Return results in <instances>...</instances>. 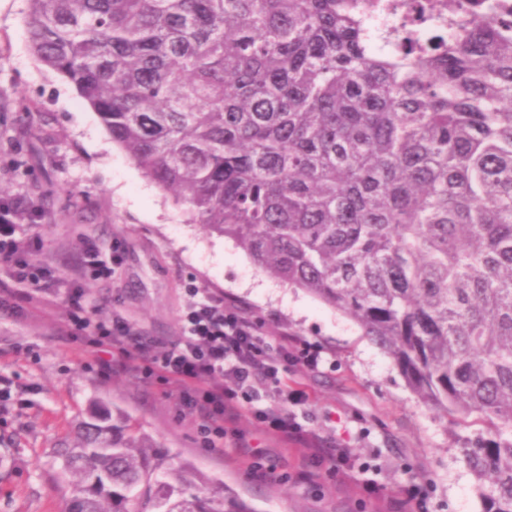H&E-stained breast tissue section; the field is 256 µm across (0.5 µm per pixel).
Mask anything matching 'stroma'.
<instances>
[{
	"instance_id": "obj_1",
	"label": "stroma",
	"mask_w": 512,
	"mask_h": 512,
	"mask_svg": "<svg viewBox=\"0 0 512 512\" xmlns=\"http://www.w3.org/2000/svg\"><path fill=\"white\" fill-rule=\"evenodd\" d=\"M27 10V0H0V199L36 207L38 227L20 226L37 239L30 259L51 264L63 284L40 292L0 266L22 306L0 312V512H69L54 451L73 444L97 406L120 410L174 465H192L207 490L232 493L253 512H391L412 480L427 491V512H483L461 450L486 423L424 405L353 320L262 273L231 239L186 223L74 86L32 54ZM90 243L104 261L118 259L113 276L78 272ZM75 285L86 310L117 313L162 343L179 336L195 286L246 311L261 334L285 332L297 348L317 349L316 370L292 362L285 373L310 396L297 420L351 448L353 459L315 465V479L304 481V449L259 428L246 393L237 435L207 446L177 403L176 383L103 374L92 347L64 336Z\"/></svg>"
}]
</instances>
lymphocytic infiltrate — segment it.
I'll return each mask as SVG.
<instances>
[{"mask_svg":"<svg viewBox=\"0 0 512 512\" xmlns=\"http://www.w3.org/2000/svg\"><path fill=\"white\" fill-rule=\"evenodd\" d=\"M36 218L33 205L23 200L0 203V262L10 266L14 277L47 289L57 285V276L49 267L29 263L34 240L16 233L17 221ZM188 295L181 334L162 347L120 315L82 317L81 289H71L69 303L77 326L94 327L91 343L98 350L99 367L115 372L135 365L144 375L177 383L180 405L199 421L209 445L233 434L240 413L238 394L246 391L256 401L250 413L263 428L315 446L316 459L347 457L345 448H319L316 434L297 421L293 409L308 403V394L280 386V372L288 361L314 369L319 365L317 353L297 349L285 334L272 340L261 336L248 314L205 289L191 288Z\"/></svg>","mask_w":512,"mask_h":512,"instance_id":"1","label":"lymphocytic infiltrate"}]
</instances>
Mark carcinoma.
<instances>
[{
	"instance_id": "carcinoma-1",
	"label": "carcinoma",
	"mask_w": 512,
	"mask_h": 512,
	"mask_svg": "<svg viewBox=\"0 0 512 512\" xmlns=\"http://www.w3.org/2000/svg\"><path fill=\"white\" fill-rule=\"evenodd\" d=\"M29 47L186 220L353 318L424 404L512 424V17L390 54L359 0H28ZM512 512V437L462 449ZM57 456L81 512H253L119 410Z\"/></svg>"
}]
</instances>
